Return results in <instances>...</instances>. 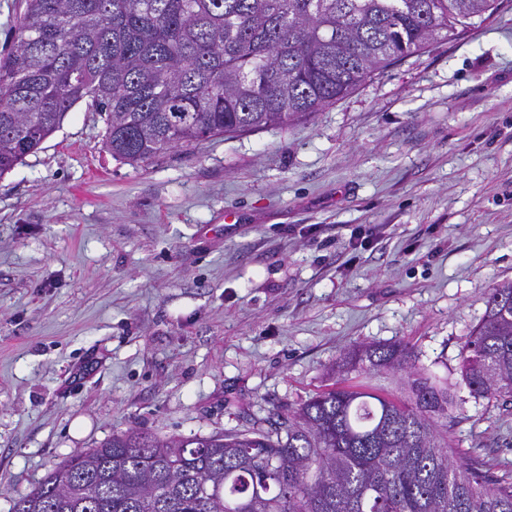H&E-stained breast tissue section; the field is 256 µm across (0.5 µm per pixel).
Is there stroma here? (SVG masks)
<instances>
[{
    "mask_svg": "<svg viewBox=\"0 0 512 512\" xmlns=\"http://www.w3.org/2000/svg\"><path fill=\"white\" fill-rule=\"evenodd\" d=\"M496 5L294 125L130 165L82 101L0 176V512L112 434L287 412L369 342L447 377L455 456L512 474V401L460 372L512 281V0Z\"/></svg>",
    "mask_w": 512,
    "mask_h": 512,
    "instance_id": "stroma-1",
    "label": "stroma"
}]
</instances>
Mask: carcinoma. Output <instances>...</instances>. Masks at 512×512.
<instances>
[{
    "label": "carcinoma",
    "instance_id": "1",
    "mask_svg": "<svg viewBox=\"0 0 512 512\" xmlns=\"http://www.w3.org/2000/svg\"><path fill=\"white\" fill-rule=\"evenodd\" d=\"M0 53V175L89 100L137 164L290 126L375 72L485 20L496 0H18ZM298 407L207 437L116 434L12 512H512V481L448 445V378L403 343L345 351ZM397 377L391 392L374 380ZM470 394L512 401V282L461 351ZM354 383H349V380Z\"/></svg>",
    "mask_w": 512,
    "mask_h": 512
}]
</instances>
